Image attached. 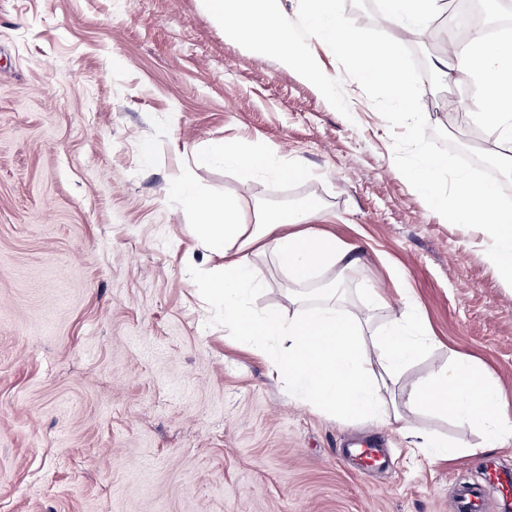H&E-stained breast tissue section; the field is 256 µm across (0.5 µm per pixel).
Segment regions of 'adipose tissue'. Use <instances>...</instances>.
<instances>
[{
	"mask_svg": "<svg viewBox=\"0 0 512 512\" xmlns=\"http://www.w3.org/2000/svg\"><path fill=\"white\" fill-rule=\"evenodd\" d=\"M391 25L425 29L443 8V0H379ZM449 80L482 87L481 96L462 106L464 117L491 125L497 140L512 150V41L474 36L448 65ZM197 167H230L242 180L275 166L272 157L242 151L223 142L195 158ZM206 250L223 263L205 288L224 324L243 342L263 353L272 371L302 404L317 410L360 415L384 424H401L411 447L427 449L429 462L446 456L429 434L403 422L385 398L394 373L414 359L426 339L409 325V313L392 317L373 341H366L360 320L341 306L334 288H311L319 269H332L348 257L335 238L312 224L318 206L304 201L276 215H256L244 222L238 200L202 194L191 179L174 185ZM272 238L279 268L293 284L292 300L307 304L298 317L284 319L279 305L253 311L249 296L263 283L251 261L254 244ZM408 407L451 415L459 424L479 429L487 447L512 443V420L503 416L494 384L467 360L436 367L403 390Z\"/></svg>",
	"mask_w": 512,
	"mask_h": 512,
	"instance_id": "1",
	"label": "adipose tissue"
}]
</instances>
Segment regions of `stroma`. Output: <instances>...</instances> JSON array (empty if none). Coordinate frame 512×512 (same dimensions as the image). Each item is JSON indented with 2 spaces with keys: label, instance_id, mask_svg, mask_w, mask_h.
<instances>
[{
  "label": "stroma",
  "instance_id": "1",
  "mask_svg": "<svg viewBox=\"0 0 512 512\" xmlns=\"http://www.w3.org/2000/svg\"><path fill=\"white\" fill-rule=\"evenodd\" d=\"M342 79L343 117L281 62L225 37L200 0H0V512H448L458 483L512 469L451 418L408 409L447 441L428 464L397 424L299 404L266 359L209 313L221 260L172 191L191 174L245 219L304 200L351 266L320 272L377 334L393 310L429 338L404 385L459 359L512 416V286L482 230L447 222L397 170L391 130ZM475 85L424 84L430 125L471 135L453 107ZM221 140L288 173L241 181L195 168ZM254 308L288 299L271 240L252 254ZM392 309L367 313L371 292ZM380 440L385 472L361 474L345 443Z\"/></svg>",
  "mask_w": 512,
  "mask_h": 512
}]
</instances>
